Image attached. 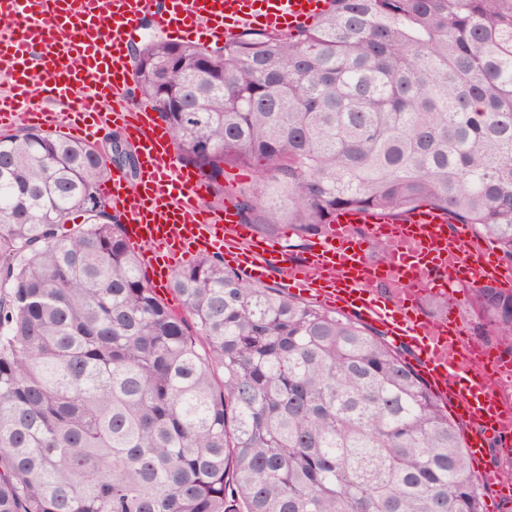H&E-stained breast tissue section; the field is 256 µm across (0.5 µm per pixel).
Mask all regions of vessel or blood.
<instances>
[{"label": "vessel or blood", "mask_w": 512, "mask_h": 512, "mask_svg": "<svg viewBox=\"0 0 512 512\" xmlns=\"http://www.w3.org/2000/svg\"><path fill=\"white\" fill-rule=\"evenodd\" d=\"M332 0H0V73L10 79L0 95V127H38L96 143L109 127L124 129L139 167L136 181L113 169L102 197L125 220L129 245L160 285H168L176 262L232 254L247 279L262 280L280 269L291 291L331 308L352 310L380 324L387 336L412 347L435 394L468 426L466 447L475 471L495 498L512 496L487 462L491 441L512 440V411H503L497 387L480 366L478 339L458 343L463 330L458 298L450 287L497 280L492 252L465 229L449 231V216L433 208L400 215L347 210L299 260L285 263L256 242L240 222L234 203L212 209L207 183L180 163L165 125L152 107L132 97L127 51L142 40L141 20L152 15L168 40L223 46L245 28L291 33L330 10ZM366 228L357 237L354 225ZM387 247L371 261L366 241ZM400 284L393 303L374 293L378 284ZM447 289V317L428 318L418 305L432 285Z\"/></svg>", "instance_id": "obj_1"}]
</instances>
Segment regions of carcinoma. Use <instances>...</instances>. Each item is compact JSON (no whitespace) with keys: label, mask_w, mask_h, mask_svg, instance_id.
<instances>
[{"label":"carcinoma","mask_w":512,"mask_h":512,"mask_svg":"<svg viewBox=\"0 0 512 512\" xmlns=\"http://www.w3.org/2000/svg\"><path fill=\"white\" fill-rule=\"evenodd\" d=\"M132 76L202 177L258 169L237 206L263 233L425 204L512 260V0H334L290 34L153 40ZM112 161L0 135V512H483L406 347L214 256L173 310L106 211ZM471 292L511 348L512 294Z\"/></svg>","instance_id":"carcinoma-1"}]
</instances>
